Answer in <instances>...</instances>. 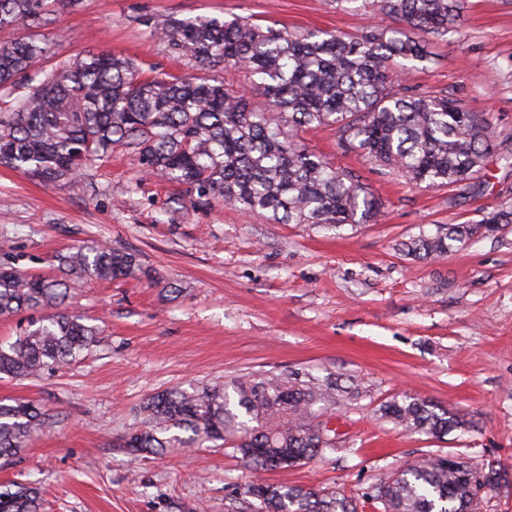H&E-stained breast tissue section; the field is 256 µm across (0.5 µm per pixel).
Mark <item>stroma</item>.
I'll list each match as a JSON object with an SVG mask.
<instances>
[{"label":"stroma","mask_w":512,"mask_h":512,"mask_svg":"<svg viewBox=\"0 0 512 512\" xmlns=\"http://www.w3.org/2000/svg\"><path fill=\"white\" fill-rule=\"evenodd\" d=\"M196 15L353 35L378 22L325 0H59L40 25L1 32L0 42L27 35L54 60L106 50L185 74L187 59L154 31ZM430 50L406 83L460 99L495 140L512 137V0H466L456 30ZM302 139L382 200L379 223L336 232L221 203L201 208L180 187L144 176L119 143L85 171L80 192L0 167V264L53 276L57 255L95 244L139 263L121 279L72 278L70 307L103 330L82 360L32 379L0 375V398L32 401L49 416L31 447L0 467V487L37 483L44 512H227L250 477L231 451L137 458L112 440L152 394L294 370L360 380L369 394L335 419L345 449L268 472V482L357 498L439 449L512 467V224L436 261L401 249L512 203V165L494 153L470 188L410 186L344 152L333 128ZM404 391L464 415L469 429L438 440L380 419L379 405Z\"/></svg>","instance_id":"stroma-1"}]
</instances>
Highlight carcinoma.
I'll return each instance as SVG.
<instances>
[{
	"mask_svg": "<svg viewBox=\"0 0 512 512\" xmlns=\"http://www.w3.org/2000/svg\"><path fill=\"white\" fill-rule=\"evenodd\" d=\"M57 0H0V29L35 23ZM339 10L361 3L400 24L354 36L288 30L250 17L199 15L160 28L171 52L194 66L244 70L269 97L257 112L249 89L202 77L141 72L136 60L97 53L49 62L42 42L0 44V166L44 182L80 187L84 171L122 143L146 175L186 187L192 203L215 201L276 224L340 229L377 223L383 203L354 173L334 167L301 139L317 127L337 130L339 144L396 170L412 185L468 188L486 166L491 131L461 100L402 84V61H426L423 38L454 31L464 0H328ZM43 63L37 84H23ZM512 224V204L478 224H449L405 244L407 253L439 258L457 244ZM67 275L112 280L137 268L136 258L104 244L57 256ZM63 279L0 266V318L29 314L28 325L0 346V374L36 376L78 361L101 330L65 309ZM367 396L308 372L247 374L231 384H190L143 402L139 421L115 448L162 455L172 448H230L252 472L230 512H358L338 491L268 483L262 473L296 467L334 452L319 417L350 409ZM381 418L441 439L469 427L461 415L408 392L380 404ZM46 424L41 408L0 399V463L29 447ZM508 482L504 466L470 464L437 452L391 472L362 494L381 512H479ZM33 485L0 492V512H41Z\"/></svg>",
	"mask_w": 512,
	"mask_h": 512,
	"instance_id": "1",
	"label": "carcinoma"
}]
</instances>
